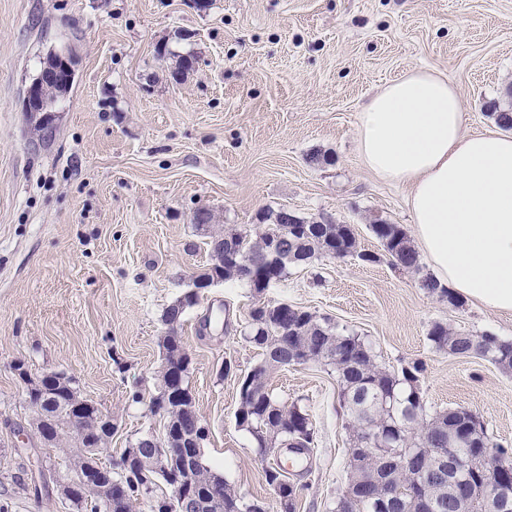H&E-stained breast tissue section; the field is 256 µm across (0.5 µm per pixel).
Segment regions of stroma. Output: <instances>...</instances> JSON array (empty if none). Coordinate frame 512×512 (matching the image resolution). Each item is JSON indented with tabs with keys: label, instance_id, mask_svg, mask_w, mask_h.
Wrapping results in <instances>:
<instances>
[{
	"label": "stroma",
	"instance_id": "35a3bbf8",
	"mask_svg": "<svg viewBox=\"0 0 512 512\" xmlns=\"http://www.w3.org/2000/svg\"><path fill=\"white\" fill-rule=\"evenodd\" d=\"M52 53L70 59L74 82L45 141L25 95ZM179 55L189 68L177 69ZM418 69L448 77L470 130L495 129L490 104H512V0H0V500L11 512H69L60 494L25 489L51 450L19 435L31 411L15 362L65 373L111 415L103 460L161 435L148 407L161 316L209 262L210 229L192 221L202 207L238 230L267 210L327 217L376 256L293 266L259 294L220 282L186 312L179 334L205 455L245 499L273 501L269 461L234 418L237 380L260 360L242 337L258 300L330 318L388 370L423 362L429 410L476 411L512 447V372L428 339L441 322L512 342V315L428 294L430 267H393L370 230L378 218L412 221L407 187L364 165L358 115ZM317 152L325 163H309ZM270 387L314 428L297 512H330L352 446L336 375L296 364Z\"/></svg>",
	"mask_w": 512,
	"mask_h": 512
}]
</instances>
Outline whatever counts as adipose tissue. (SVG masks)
I'll return each mask as SVG.
<instances>
[{"label":"adipose tissue","instance_id":"1","mask_svg":"<svg viewBox=\"0 0 512 512\" xmlns=\"http://www.w3.org/2000/svg\"><path fill=\"white\" fill-rule=\"evenodd\" d=\"M365 165L410 188L414 237L453 294L512 314V135L471 133L447 77L416 70L358 117Z\"/></svg>","mask_w":512,"mask_h":512}]
</instances>
